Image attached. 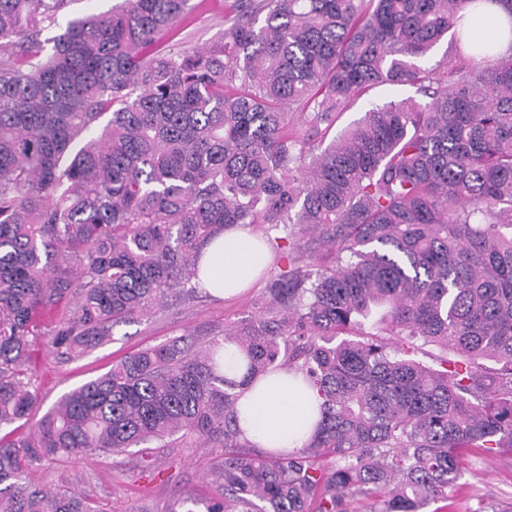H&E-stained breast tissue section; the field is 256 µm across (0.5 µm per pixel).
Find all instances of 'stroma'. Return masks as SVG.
I'll use <instances>...</instances> for the list:
<instances>
[{
	"label": "stroma",
	"mask_w": 512,
	"mask_h": 512,
	"mask_svg": "<svg viewBox=\"0 0 512 512\" xmlns=\"http://www.w3.org/2000/svg\"><path fill=\"white\" fill-rule=\"evenodd\" d=\"M195 2V11L179 20L170 38L159 45V53L207 46L223 30L232 0ZM280 272V267H271L256 285L228 300L202 291L169 296L155 316L117 325L110 343L77 358L62 355L45 340L34 341L29 370L38 404L31 423L62 396L105 374L130 353L176 336L204 342L222 335L225 326L268 313L269 290ZM223 461L224 452L218 448H160L150 459L131 455L118 464L105 456L44 458L33 464L29 483L50 486L68 478L103 512H183L186 500L223 498L224 490L212 476ZM501 506H512V455L472 449L465 452L462 476L449 487L447 499L432 503L427 512H495Z\"/></svg>",
	"instance_id": "35a3bbf8"
}]
</instances>
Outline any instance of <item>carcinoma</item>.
<instances>
[{
  "label": "carcinoma",
  "instance_id": "obj_1",
  "mask_svg": "<svg viewBox=\"0 0 512 512\" xmlns=\"http://www.w3.org/2000/svg\"><path fill=\"white\" fill-rule=\"evenodd\" d=\"M68 0H0V428L38 402L36 316L79 357L119 323L192 293L200 249L235 226L298 224L276 314L207 343L173 337L0 437V512H102L68 480L30 487L45 456L224 450L240 512H423L464 448L512 452V43L467 18L476 0H234L218 40L149 57L192 0H123L38 35ZM459 64L419 62L448 32ZM410 85L321 148L313 130L362 92ZM108 116L99 126L102 116ZM331 252L335 265L296 266ZM382 309L386 336L359 332ZM246 373H219L224 343ZM424 345L441 354L415 358ZM494 367H488L485 362ZM321 399L292 451L241 438L238 389L273 370Z\"/></svg>",
  "mask_w": 512,
  "mask_h": 512
}]
</instances>
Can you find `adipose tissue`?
<instances>
[{
	"instance_id": "obj_1",
	"label": "adipose tissue",
	"mask_w": 512,
	"mask_h": 512,
	"mask_svg": "<svg viewBox=\"0 0 512 512\" xmlns=\"http://www.w3.org/2000/svg\"><path fill=\"white\" fill-rule=\"evenodd\" d=\"M269 261L264 240L235 227L202 247L196 281L213 296L229 297L251 287ZM320 403L302 375L276 370L242 392L237 402L241 436L267 451L299 448L314 431Z\"/></svg>"
}]
</instances>
